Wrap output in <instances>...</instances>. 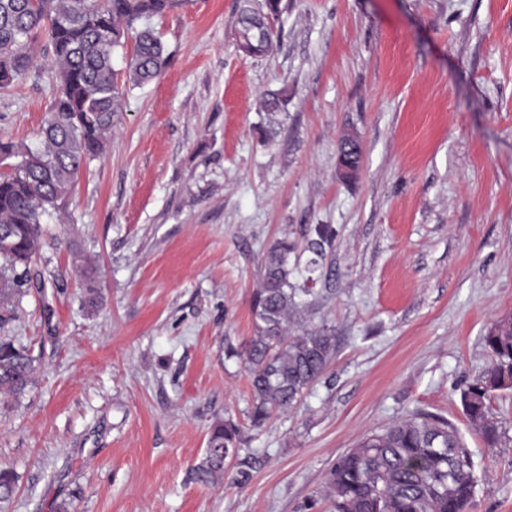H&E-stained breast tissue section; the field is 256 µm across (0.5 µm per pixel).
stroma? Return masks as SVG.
Segmentation results:
<instances>
[{"label":"stroma","mask_w":512,"mask_h":512,"mask_svg":"<svg viewBox=\"0 0 512 512\" xmlns=\"http://www.w3.org/2000/svg\"><path fill=\"white\" fill-rule=\"evenodd\" d=\"M240 0H179L152 18L169 53L128 89L104 152L44 219L4 333L40 371L0 395V512H306L364 436L417 413L474 461L470 512H512V391L487 447L461 394L512 316V0H282L269 54L237 49ZM287 90L281 112L259 101ZM48 79L0 90V141L37 146ZM357 136V173L338 143ZM319 224L336 238L305 265ZM296 246L297 287L336 355L302 400L252 427L262 261ZM96 268L88 307L80 257ZM242 435L224 483L188 472L214 423ZM250 475L238 485L239 471Z\"/></svg>","instance_id":"obj_1"}]
</instances>
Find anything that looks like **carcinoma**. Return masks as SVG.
Wrapping results in <instances>:
<instances>
[{
	"instance_id": "carcinoma-1",
	"label": "carcinoma",
	"mask_w": 512,
	"mask_h": 512,
	"mask_svg": "<svg viewBox=\"0 0 512 512\" xmlns=\"http://www.w3.org/2000/svg\"><path fill=\"white\" fill-rule=\"evenodd\" d=\"M177 0H0V90L29 74L31 49L42 41L52 52L53 99L41 131L42 146L0 143V329L15 319L12 299L26 284L43 246V217L66 209L81 166L103 153L121 112L127 86L157 76L169 55L157 32L139 22L165 13ZM281 0H243L237 47L246 56L273 48ZM132 43L119 79L112 56ZM361 146L342 138L339 160L359 164ZM333 229L321 224L308 244L309 265L326 256ZM295 247L286 239L266 252L261 287L252 304L253 334L242 350L251 375L254 427L298 403L325 374L336 354V336L306 316L304 288L291 282ZM491 363L478 383L463 391L468 419L489 447L502 442L501 423L489 416L496 391L512 389V316L483 336ZM39 363L26 349L0 338V394L19 398ZM240 430L218 422L190 472L204 486L224 482L225 465L238 451ZM336 512H467L476 477L472 455L457 430L433 416L396 420L340 456L324 477Z\"/></svg>"
}]
</instances>
